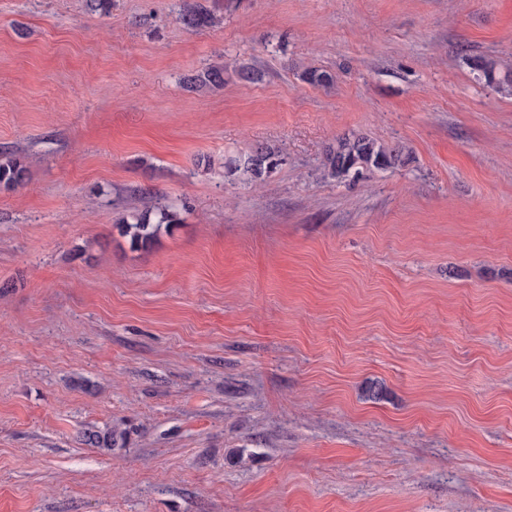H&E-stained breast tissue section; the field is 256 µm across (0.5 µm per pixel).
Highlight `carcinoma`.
<instances>
[{"label":"carcinoma","instance_id":"1","mask_svg":"<svg viewBox=\"0 0 512 512\" xmlns=\"http://www.w3.org/2000/svg\"><path fill=\"white\" fill-rule=\"evenodd\" d=\"M179 20L188 28L202 29L219 22L214 11L202 6L198 0H183ZM222 64H214L204 71L187 79L192 88H217L224 86ZM301 78L313 86H329L335 81V74L315 67L305 69ZM411 160L409 150L400 144L386 145L365 134L350 133L336 137L325 150L323 160L324 175L336 180H355L365 171L394 170L405 166ZM278 152L264 144L256 145L243 157L230 158L224 162L227 173L241 174L257 181L273 172L280 165ZM28 167L24 160L16 156L0 158V185L6 188L18 187L26 182ZM180 223L177 211L168 207L159 209L157 221H151V211L133 213L118 220L122 235L129 238L135 248L150 247L162 228ZM84 442L96 448H111L116 445L117 433L108 430L90 432Z\"/></svg>","mask_w":512,"mask_h":512}]
</instances>
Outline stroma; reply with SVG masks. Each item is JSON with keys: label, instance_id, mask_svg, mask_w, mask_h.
<instances>
[{"label": "stroma", "instance_id": "stroma-1", "mask_svg": "<svg viewBox=\"0 0 512 512\" xmlns=\"http://www.w3.org/2000/svg\"><path fill=\"white\" fill-rule=\"evenodd\" d=\"M202 2L0 0V512H512V0ZM182 2L179 20L186 27L202 29L220 21L214 11L202 6L197 0H183ZM224 64H214L187 79L190 88H217L224 85ZM410 160L411 154L403 145H386L368 135L350 133L336 137L327 147L322 165L324 176L354 181L364 171L394 170ZM281 160L274 148L258 144L244 157L230 158L225 161L224 168L231 175L240 173L250 181L256 182L273 172L280 165ZM28 178V167L24 160L16 156L0 158V185L14 188L23 185ZM151 212L146 210L140 213H133L128 218L122 217L118 220L122 235L129 238L134 248L145 249L150 247L160 234L163 226L169 228L172 224H179L181 219L177 211L169 207L159 209L157 221H151Z\"/></svg>", "mask_w": 512, "mask_h": 512}]
</instances>
